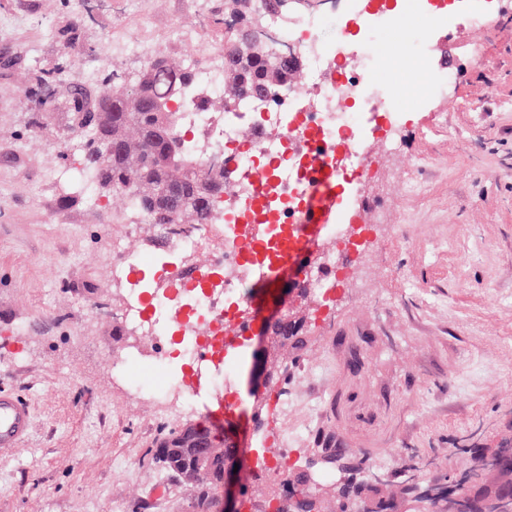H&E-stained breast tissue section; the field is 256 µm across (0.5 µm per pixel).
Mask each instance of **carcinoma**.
I'll return each mask as SVG.
<instances>
[{
	"instance_id": "cac0c4a2",
	"label": "carcinoma",
	"mask_w": 512,
	"mask_h": 512,
	"mask_svg": "<svg viewBox=\"0 0 512 512\" xmlns=\"http://www.w3.org/2000/svg\"><path fill=\"white\" fill-rule=\"evenodd\" d=\"M256 16L255 0H224V17L249 21ZM299 69V64L274 52L270 42L253 40L244 31L227 27L220 109H230L241 97L260 96L282 83L293 82ZM191 83V67L174 65L152 54L127 82L110 83L89 75L51 101V106L67 111L69 129L83 132L82 170L90 174L87 189L134 197L147 224L174 227L204 223L226 183L224 167L194 161L186 134L169 108V102L182 97ZM101 94L112 100L111 110L96 106ZM300 326L286 318L275 321L271 332L276 348L302 350ZM234 458L227 442L201 423L170 431L153 455L161 471L193 489L195 512H210L224 472ZM485 470L493 473L495 483L481 489L475 500L411 481L407 489L416 500L439 504L440 512H477L478 501L482 512H505L497 490L512 486V461L497 455L470 462L461 471V481H475Z\"/></svg>"
}]
</instances>
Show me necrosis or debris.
I'll return each instance as SVG.
<instances>
[{"label": "necrosis or debris", "instance_id": "1", "mask_svg": "<svg viewBox=\"0 0 512 512\" xmlns=\"http://www.w3.org/2000/svg\"><path fill=\"white\" fill-rule=\"evenodd\" d=\"M414 3L412 16L423 43L461 21L476 26L484 20L476 0H464L449 15L432 13L430 0ZM257 4L263 25L277 36L275 49H292L304 65L307 93L246 98L236 111H213L206 98L224 90V50L213 48L208 65L197 71L199 95L178 100L175 110L181 128L192 136L198 161L223 158L230 194L217 199L206 223L184 226L172 237L169 250L175 259L158 276L150 300H143L134 275L150 263V256L112 247L120 258L113 274L130 287L123 320L153 345L166 341L176 346L183 360L178 375L171 372L165 353L153 359L164 375L166 393L194 391L196 379L207 373L215 386L231 385L240 360L228 354V338H243L250 331L244 316L246 289L265 262L257 250L244 257V246L260 235L277 241L300 234L311 159L326 158L341 187L353 173L368 175L373 162L359 152L368 120L385 125L387 144L395 146L403 100L413 91L430 94L448 82L447 70L435 66L422 49L413 59L411 77L395 74L382 82L381 42L396 24L386 0H346L342 23L330 39L317 13L291 16L268 8L266 0ZM245 124L251 133L244 140L240 129ZM201 251L208 254L203 278L185 286L182 276ZM145 301L150 304L146 310L141 307Z\"/></svg>", "mask_w": 512, "mask_h": 512}]
</instances>
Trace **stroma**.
<instances>
[{
    "label": "stroma",
    "mask_w": 512,
    "mask_h": 512,
    "mask_svg": "<svg viewBox=\"0 0 512 512\" xmlns=\"http://www.w3.org/2000/svg\"><path fill=\"white\" fill-rule=\"evenodd\" d=\"M189 34L176 43V28ZM488 47L471 66L467 48ZM224 43L222 0H0V390L26 398L31 426L0 464V512H195L191 488L152 462L169 430L215 416L224 393L203 380L194 406L129 388L114 373L147 337L117 311L112 242L162 255L168 230L127 212L126 198L64 201L82 155L64 111L37 83L95 73L120 82L147 54L204 63ZM427 56L451 82L410 105L387 152L366 141L375 171L357 187L358 251L345 255L331 294L293 295L305 346L288 369L282 411L252 418L245 363L232 386L248 490L240 512H291L299 488L254 464L289 452L311 471L326 512L331 490L363 470L362 508L434 512L399 489L408 466L443 484L466 451L512 448V0H491L482 28L436 34ZM424 184L426 192L415 191ZM297 432L289 446L284 433ZM266 437L256 445L257 434ZM332 434L337 463L315 449ZM388 476L375 486L367 475Z\"/></svg>",
    "instance_id": "35a3bbf8"
}]
</instances>
